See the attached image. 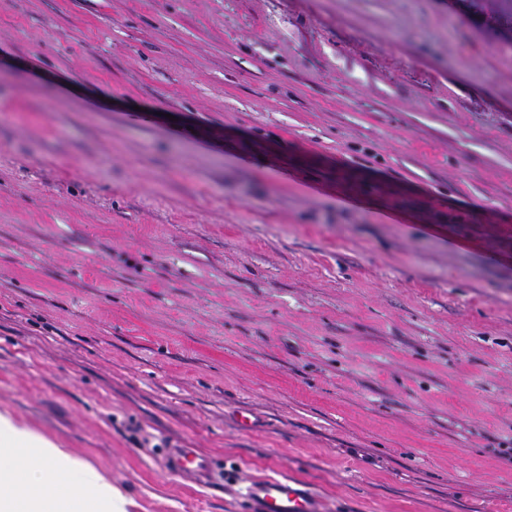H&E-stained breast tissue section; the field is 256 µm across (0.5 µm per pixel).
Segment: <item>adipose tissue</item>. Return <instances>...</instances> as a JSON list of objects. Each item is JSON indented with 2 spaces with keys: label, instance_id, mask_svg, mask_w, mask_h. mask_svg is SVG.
I'll return each mask as SVG.
<instances>
[{
  "label": "adipose tissue",
  "instance_id": "obj_1",
  "mask_svg": "<svg viewBox=\"0 0 512 512\" xmlns=\"http://www.w3.org/2000/svg\"><path fill=\"white\" fill-rule=\"evenodd\" d=\"M125 512L121 490L69 449L0 414V512Z\"/></svg>",
  "mask_w": 512,
  "mask_h": 512
}]
</instances>
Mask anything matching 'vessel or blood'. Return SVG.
<instances>
[{
    "label": "vessel or blood",
    "instance_id": "vessel-or-blood-1",
    "mask_svg": "<svg viewBox=\"0 0 512 512\" xmlns=\"http://www.w3.org/2000/svg\"><path fill=\"white\" fill-rule=\"evenodd\" d=\"M161 461L168 474L203 484L211 482L218 473L214 459L195 448H164ZM244 496L250 512H321L312 492L286 478L251 479Z\"/></svg>",
    "mask_w": 512,
    "mask_h": 512
}]
</instances>
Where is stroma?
Here are the masks:
<instances>
[{
  "instance_id": "35a3bbf8",
  "label": "stroma",
  "mask_w": 512,
  "mask_h": 512,
  "mask_svg": "<svg viewBox=\"0 0 512 512\" xmlns=\"http://www.w3.org/2000/svg\"><path fill=\"white\" fill-rule=\"evenodd\" d=\"M0 413L126 512H512V54L457 0H0ZM161 461L168 474L203 484L211 482L218 473L214 459L197 448H162ZM244 496L250 512H321L317 497L287 478H253Z\"/></svg>"
}]
</instances>
